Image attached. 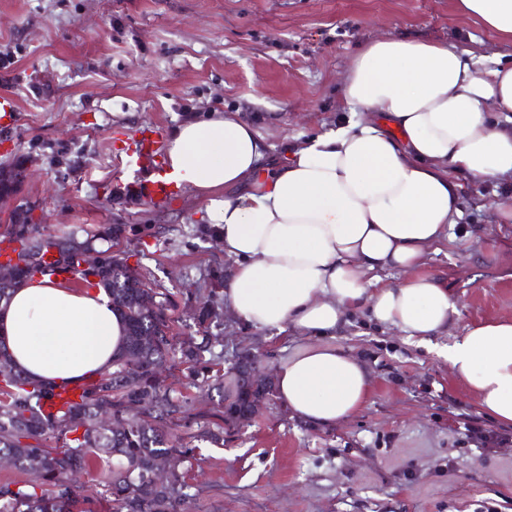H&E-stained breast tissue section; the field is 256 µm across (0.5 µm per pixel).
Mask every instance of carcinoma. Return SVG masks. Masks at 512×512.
<instances>
[{
    "mask_svg": "<svg viewBox=\"0 0 512 512\" xmlns=\"http://www.w3.org/2000/svg\"><path fill=\"white\" fill-rule=\"evenodd\" d=\"M125 224L83 225L61 235L47 233L29 214L0 230L15 257L0 264L13 270L14 288L57 271L82 274L85 287L101 285L125 320V347L112 368L83 380L81 402L55 388L24 377L0 348V460L7 459L28 478L0 483V512H81L76 476L96 465L103 498L117 507L110 512H190L186 464L198 443L224 444V427L245 419L260 389L242 377L238 366L229 376L213 369L223 353L217 337L179 335L176 295L128 264L127 253L113 250L125 238ZM54 248L59 258L43 256ZM98 263L82 268L87 255ZM224 274L208 282V294L194 313L199 327L223 318ZM180 369L189 388L216 392L223 424L199 422L193 398L175 395L168 383L171 366ZM57 401L55 411L44 406ZM161 468L164 480L152 474Z\"/></svg>",
    "mask_w": 512,
    "mask_h": 512,
    "instance_id": "carcinoma-1",
    "label": "carcinoma"
}]
</instances>
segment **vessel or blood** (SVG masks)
I'll list each match as a JSON object with an SVG mask.
<instances>
[{
    "label": "vessel or blood",
    "mask_w": 512,
    "mask_h": 512,
    "mask_svg": "<svg viewBox=\"0 0 512 512\" xmlns=\"http://www.w3.org/2000/svg\"><path fill=\"white\" fill-rule=\"evenodd\" d=\"M122 153L128 167L145 175L143 191L148 201L163 204L174 195L177 184L169 176L163 135L157 127H142L123 147Z\"/></svg>",
    "instance_id": "vessel-or-blood-1"
}]
</instances>
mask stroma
Returning <instances> with one entry per match:
<instances>
[{
    "label": "stroma",
    "mask_w": 512,
    "mask_h": 512,
    "mask_svg": "<svg viewBox=\"0 0 512 512\" xmlns=\"http://www.w3.org/2000/svg\"><path fill=\"white\" fill-rule=\"evenodd\" d=\"M389 36L512 58L455 0H0V94L18 104L0 163L25 159L20 195L47 230L128 225L130 264L176 295L180 331L194 336L206 278L231 263L202 232L205 200L182 186L162 205L134 195L140 177L120 148L146 124L167 135L238 112L282 156L335 123L352 56ZM461 182V216L422 268L459 310L441 345L471 323L512 320V224L486 206L503 187ZM212 333L228 368L248 350L272 369L306 345L229 312ZM333 343L368 370L367 405L315 427L277 400L225 430L223 446L201 444L187 478L194 512H512V444L479 449L456 431L460 413L496 424L447 362L364 311Z\"/></svg>",
    "instance_id": "stroma-1"
}]
</instances>
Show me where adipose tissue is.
I'll list each match as a JSON object with an SVG mask.
<instances>
[{
	"instance_id": "1",
	"label": "adipose tissue",
	"mask_w": 512,
	"mask_h": 512,
	"mask_svg": "<svg viewBox=\"0 0 512 512\" xmlns=\"http://www.w3.org/2000/svg\"><path fill=\"white\" fill-rule=\"evenodd\" d=\"M512 41V0H457ZM349 116L270 156L239 113L174 129L168 162L207 201L233 263L224 299L246 325L304 336L278 364V399L305 422L332 427L367 403L365 366L332 337L358 311L422 346L458 316L448 289L420 269L461 214L459 175L512 179V64L480 63L445 42L377 39L352 57ZM394 271L402 279L383 284ZM125 322L103 287L36 277L0 303V343L25 375L75 384L110 367ZM479 413L512 426V321L466 326L439 351Z\"/></svg>"
}]
</instances>
